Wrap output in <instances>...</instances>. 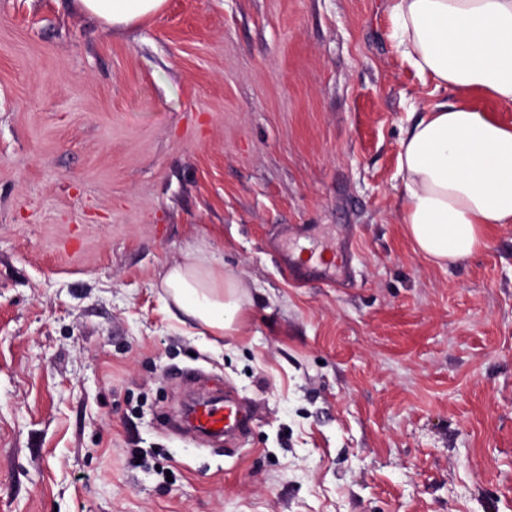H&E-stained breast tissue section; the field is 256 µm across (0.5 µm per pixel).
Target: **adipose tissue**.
Segmentation results:
<instances>
[{
	"label": "adipose tissue",
	"mask_w": 512,
	"mask_h": 512,
	"mask_svg": "<svg viewBox=\"0 0 512 512\" xmlns=\"http://www.w3.org/2000/svg\"><path fill=\"white\" fill-rule=\"evenodd\" d=\"M165 3L76 0L109 29L158 15ZM388 11L402 60L424 83L457 96L456 104L427 110L400 143L401 222L429 260L463 261L486 246L490 225H512V126L477 104L512 106V0H388ZM162 286L179 324L240 334L248 293L204 245L168 266Z\"/></svg>",
	"instance_id": "adipose-tissue-1"
}]
</instances>
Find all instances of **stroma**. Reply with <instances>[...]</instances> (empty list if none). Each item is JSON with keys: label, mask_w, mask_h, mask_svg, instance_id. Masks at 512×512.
I'll list each match as a JSON object with an SVG mask.
<instances>
[{"label": "stroma", "mask_w": 512, "mask_h": 512, "mask_svg": "<svg viewBox=\"0 0 512 512\" xmlns=\"http://www.w3.org/2000/svg\"><path fill=\"white\" fill-rule=\"evenodd\" d=\"M389 34L387 0H0V512H512V225L444 267L406 236L399 143L456 96ZM196 242L240 335L169 315ZM192 372L241 442L169 426ZM77 7L96 16L106 28L132 27L145 18L160 14L166 0H75Z\"/></svg>", "instance_id": "obj_1"}]
</instances>
